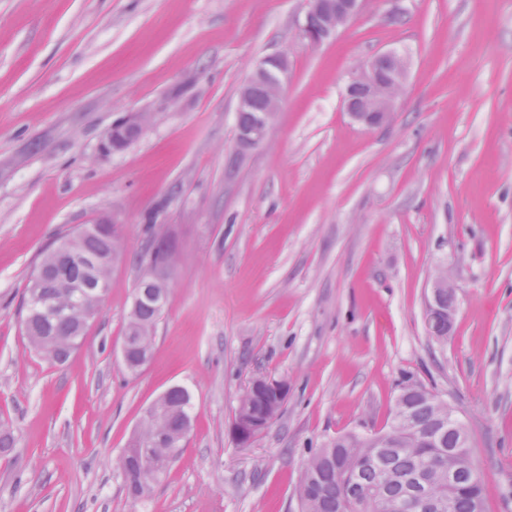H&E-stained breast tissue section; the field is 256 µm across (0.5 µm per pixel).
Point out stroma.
I'll return each mask as SVG.
<instances>
[{"mask_svg":"<svg viewBox=\"0 0 512 512\" xmlns=\"http://www.w3.org/2000/svg\"><path fill=\"white\" fill-rule=\"evenodd\" d=\"M304 0H0V512H299L310 456L381 431L408 379L459 413L485 512H512V0H365L319 46ZM395 51L390 122L356 124L348 76ZM290 69L264 143L235 162L240 88ZM187 86L120 154L113 121ZM159 223L147 229L145 219ZM117 222L123 258L77 350L29 348L41 252ZM172 284L149 362L121 357L151 234ZM455 287L447 338L426 301ZM257 377L286 382L249 444L231 429ZM188 391L191 430L146 497L116 461L145 410Z\"/></svg>","mask_w":512,"mask_h":512,"instance_id":"1","label":"stroma"}]
</instances>
